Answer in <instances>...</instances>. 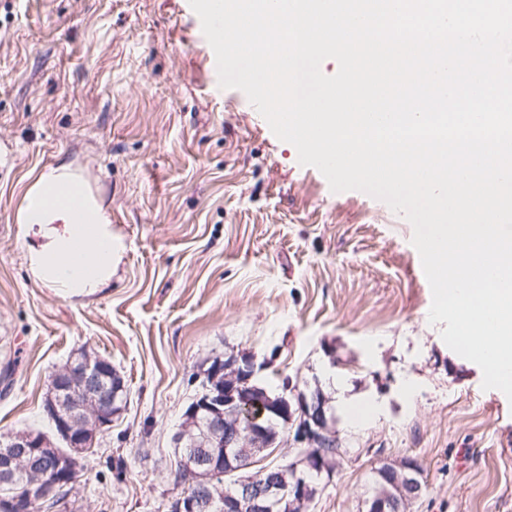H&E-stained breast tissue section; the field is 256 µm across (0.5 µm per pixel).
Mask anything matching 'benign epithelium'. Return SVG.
Masks as SVG:
<instances>
[{
	"mask_svg": "<svg viewBox=\"0 0 512 512\" xmlns=\"http://www.w3.org/2000/svg\"><path fill=\"white\" fill-rule=\"evenodd\" d=\"M112 365L102 359L86 357L77 363L69 362L51 379V389L57 393L46 405L55 436L65 445L63 455L50 459L43 449L51 440L37 431H22L6 436L7 443L0 449V474L13 479L28 475L31 480L20 497L0 498V512H34L48 492V487H69L75 482L77 456L91 447L97 437L112 423L115 394L110 382ZM212 379H224V389L233 391L249 382L254 375V364L236 360L217 361L211 369ZM225 395L216 388L205 387L186 409L185 417L203 419L207 423L206 441L210 448L224 449L223 455L192 451L183 459V472L194 476L200 470L217 478L235 475L233 491L225 494L224 512H291L293 505H310L318 494V487L302 477L288 482L268 478L269 467L255 474L246 470L257 463V455L268 450L273 440L260 423L267 408L263 401L239 398L234 413L224 417ZM325 417L318 405L301 399L298 411L288 412V423L296 431V443L305 446L298 460L321 473L328 470L315 448L328 434ZM385 479L400 494L393 499L387 494H373L366 500V512H404L405 506L418 500L422 485L417 470L410 460L388 464L383 468ZM207 504L202 495H179L168 502V512H205Z\"/></svg>",
	"mask_w": 512,
	"mask_h": 512,
	"instance_id": "obj_1",
	"label": "benign epithelium"
}]
</instances>
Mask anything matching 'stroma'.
Returning <instances> with one entry per match:
<instances>
[{
  "label": "stroma",
  "mask_w": 512,
  "mask_h": 512,
  "mask_svg": "<svg viewBox=\"0 0 512 512\" xmlns=\"http://www.w3.org/2000/svg\"><path fill=\"white\" fill-rule=\"evenodd\" d=\"M188 0H0V436L52 433V375L109 360L126 402L80 458L64 512H167L173 435L213 360L254 359L288 398L322 392L347 453L309 512H365L410 458V512H512V401L428 321L413 227L332 192L238 89ZM72 163L124 244L111 284L33 280L17 214L34 173ZM373 407L352 425V412Z\"/></svg>",
  "instance_id": "stroma-1"
}]
</instances>
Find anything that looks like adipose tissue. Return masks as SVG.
Wrapping results in <instances>:
<instances>
[{
  "instance_id": "adipose-tissue-1",
  "label": "adipose tissue",
  "mask_w": 512,
  "mask_h": 512,
  "mask_svg": "<svg viewBox=\"0 0 512 512\" xmlns=\"http://www.w3.org/2000/svg\"><path fill=\"white\" fill-rule=\"evenodd\" d=\"M18 224L29 242L30 273L43 285L78 298L111 283L124 242L69 163L38 172L23 195Z\"/></svg>"
}]
</instances>
